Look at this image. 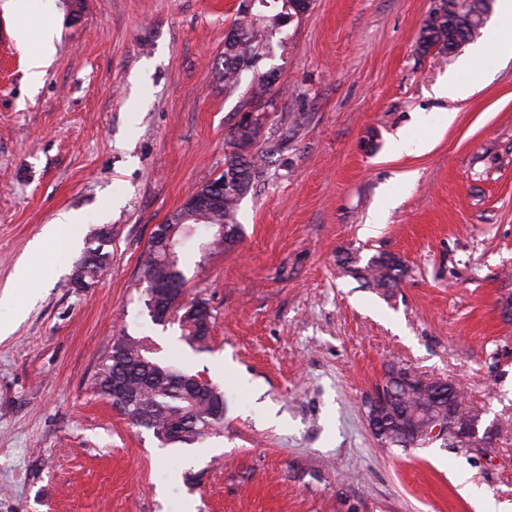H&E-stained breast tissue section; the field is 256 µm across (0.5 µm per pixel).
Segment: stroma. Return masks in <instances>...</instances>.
Masks as SVG:
<instances>
[{
  "label": "stroma",
  "instance_id": "obj_1",
  "mask_svg": "<svg viewBox=\"0 0 512 512\" xmlns=\"http://www.w3.org/2000/svg\"><path fill=\"white\" fill-rule=\"evenodd\" d=\"M242 5L0 0V512H512V60L421 53L433 0H313L229 89ZM46 19L35 85L37 47L15 33ZM269 72L280 83L251 100ZM476 74L474 95H441ZM246 121L253 151L279 150L239 243L183 268L186 301L211 314L198 350L152 321L140 268ZM64 212L81 229L62 260L41 235ZM96 227L108 269L78 288ZM349 252L398 256V287L344 275ZM124 335L221 388L223 431L165 445L100 396ZM391 364L459 385L494 444L383 447L364 402ZM51 22H45L41 25V51L28 59V68L31 70L30 77L32 81L38 82L44 74L43 67L47 65V61L54 51Z\"/></svg>",
  "mask_w": 512,
  "mask_h": 512
}]
</instances>
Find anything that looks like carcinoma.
Instances as JSON below:
<instances>
[{"label":"carcinoma","mask_w":512,"mask_h":512,"mask_svg":"<svg viewBox=\"0 0 512 512\" xmlns=\"http://www.w3.org/2000/svg\"><path fill=\"white\" fill-rule=\"evenodd\" d=\"M483 0H435L424 22L420 47L427 52L437 48L448 52L456 41L467 44L480 36L483 24L479 21ZM259 10L255 16L241 14L234 28L242 33L239 46H224V84L237 83L242 68L248 66L253 55L268 45V38L277 29L282 0H257ZM256 128H241L232 133L229 151L224 157V199L218 208L199 209L189 213L183 224H168L167 230L177 241L174 263L167 261L165 253L148 246L147 258L141 269L144 282L167 283L178 279L185 285L182 273H173L185 254H203L213 248L234 245L240 236L237 220L242 197L252 181L262 171L264 154L250 152ZM224 226V234L217 228ZM108 262V253L100 243L89 250L80 262L91 282L101 275ZM342 269L367 288L385 294L398 287L403 276V264L396 257L381 253L361 265L351 256H345ZM178 323L181 339L193 347L205 342L209 326L203 317L185 314L179 308ZM154 340L149 336H119L98 373L95 387L108 398L132 424L153 431L155 436L182 426V435L166 440L168 445H193L210 435L218 434L224 420V392L198 376L160 361L156 356ZM383 388L386 404L378 409L372 432L381 443L389 447L409 448L423 445L406 432L420 426L425 415L453 414L460 420L481 421L475 407L462 406L456 385L442 380L426 379L407 367L391 366L385 373Z\"/></svg>","instance_id":"1"}]
</instances>
